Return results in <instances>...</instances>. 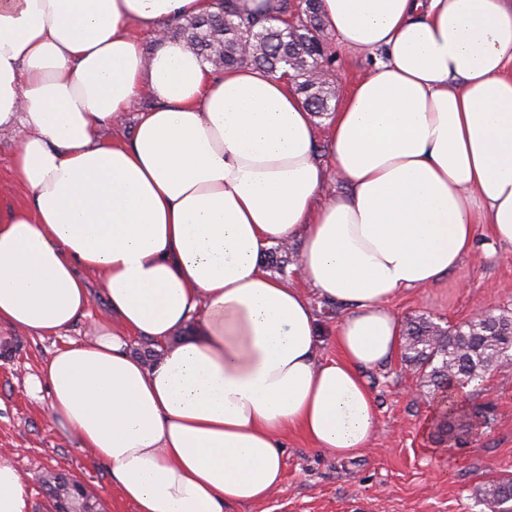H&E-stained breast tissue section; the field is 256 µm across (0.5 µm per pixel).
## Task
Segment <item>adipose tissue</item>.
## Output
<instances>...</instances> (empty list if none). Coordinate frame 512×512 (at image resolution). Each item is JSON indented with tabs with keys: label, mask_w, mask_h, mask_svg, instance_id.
Wrapping results in <instances>:
<instances>
[{
	"label": "adipose tissue",
	"mask_w": 512,
	"mask_h": 512,
	"mask_svg": "<svg viewBox=\"0 0 512 512\" xmlns=\"http://www.w3.org/2000/svg\"><path fill=\"white\" fill-rule=\"evenodd\" d=\"M212 9L0 0V130H24L11 167L32 199L0 202V325L45 337L94 317L41 383L137 512L268 499L292 433L355 458L377 425L363 372L401 344L388 301L458 269L478 225L512 247V0H321L339 47L375 58L329 121L327 166L288 77L217 73L167 37ZM143 95L155 107L112 135ZM334 178L345 189L327 193ZM294 241L291 280L262 269L270 244ZM309 288L345 308L338 358L319 357ZM132 334L161 356H132ZM30 510L0 461V512Z\"/></svg>",
	"instance_id": "ef3b65f1"
}]
</instances>
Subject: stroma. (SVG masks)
<instances>
[{
  "label": "stroma",
  "instance_id": "stroma-1",
  "mask_svg": "<svg viewBox=\"0 0 512 512\" xmlns=\"http://www.w3.org/2000/svg\"><path fill=\"white\" fill-rule=\"evenodd\" d=\"M22 130L0 133V197L28 204L14 181L10 158ZM389 310L400 320L420 316L445 327L477 315L512 312V248H479L430 288L395 296ZM93 323L79 319L63 337L40 338L0 327V458L25 477L31 512H53L43 481L49 472L75 475L103 504V512H136L123 501L105 467L80 449L54 420L47 392H33L42 365L63 340L87 341ZM364 376L377 402V430L354 459L327 455L297 435L284 442V479L276 494L229 512H492L479 495L491 480L512 479V360L472 386L460 415L467 443L437 442L436 425L447 393H421L417 372L401 356Z\"/></svg>",
  "mask_w": 512,
  "mask_h": 512
}]
</instances>
